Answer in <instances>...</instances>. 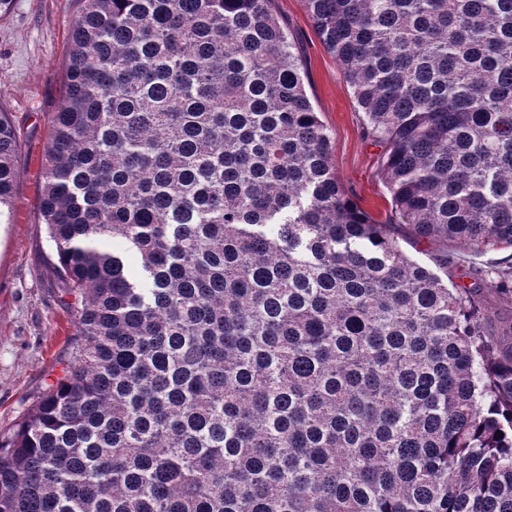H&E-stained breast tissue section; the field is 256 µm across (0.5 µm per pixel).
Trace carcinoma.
<instances>
[{"label": "carcinoma", "instance_id": "1", "mask_svg": "<svg viewBox=\"0 0 512 512\" xmlns=\"http://www.w3.org/2000/svg\"><path fill=\"white\" fill-rule=\"evenodd\" d=\"M39 216L78 298L0 512H512V0H304L404 240L267 0H77ZM20 143L0 111V217ZM140 259L129 269L128 255ZM296 45L308 98L332 138V162L352 200L374 219L388 220L391 201L378 174L380 146L364 134L365 114L335 58L323 47L303 0H269ZM403 247L411 254V256L418 262L425 264L432 268L444 281L448 280V285L451 283L469 284L472 282V275L474 268H482L485 270L490 269L492 266L499 262V259L504 257V252H488L477 258L458 257L453 264H448V278L443 270L438 269L435 265L434 250L427 243L419 244L413 247L401 241Z\"/></svg>", "mask_w": 512, "mask_h": 512}]
</instances>
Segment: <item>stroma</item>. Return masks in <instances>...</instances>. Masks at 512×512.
Here are the masks:
<instances>
[{
	"instance_id": "obj_1",
	"label": "stroma",
	"mask_w": 512,
	"mask_h": 512,
	"mask_svg": "<svg viewBox=\"0 0 512 512\" xmlns=\"http://www.w3.org/2000/svg\"><path fill=\"white\" fill-rule=\"evenodd\" d=\"M297 48L307 96L332 138V162L352 200L388 220L391 201L378 174L380 146L335 58L323 47L303 0H268ZM75 0H12L0 17V110L21 151L8 222L0 224V434L9 435L48 384L61 377L75 333L76 298L53 273V245L39 221L42 159L61 80Z\"/></svg>"
}]
</instances>
